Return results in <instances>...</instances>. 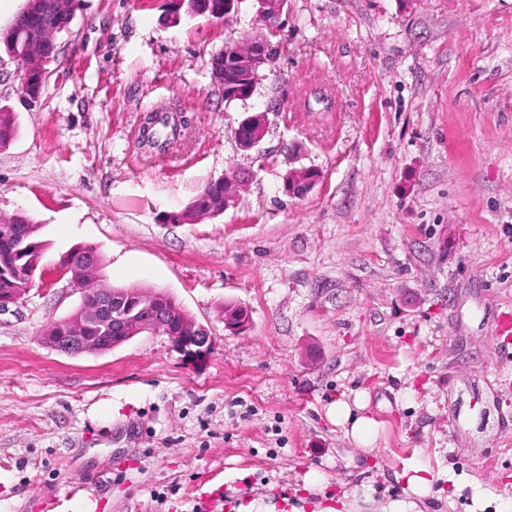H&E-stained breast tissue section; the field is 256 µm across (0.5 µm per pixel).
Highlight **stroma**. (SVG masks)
Returning <instances> with one entry per match:
<instances>
[{"label": "stroma", "instance_id": "stroma-1", "mask_svg": "<svg viewBox=\"0 0 512 512\" xmlns=\"http://www.w3.org/2000/svg\"><path fill=\"white\" fill-rule=\"evenodd\" d=\"M169 0H80L38 101L0 52V215L28 214L40 275L0 311V512H318L359 489L381 504L432 481L426 512H512V0H287L253 96L226 103L213 53L264 25ZM328 104L314 102L313 92ZM151 112L189 119L141 147ZM255 112L252 151L234 131ZM320 174L285 193L294 168ZM235 203L168 222L211 181ZM166 292L205 326L200 366L164 334L63 353L48 326L83 300L63 259ZM250 316L224 328V306ZM362 403L372 450L330 408ZM155 115L159 118V121L157 122V125L154 129V139L157 143L156 149L159 151H166L180 139L182 136V130L187 128V122L184 119L183 123L178 129V127L174 128L167 125V123L164 121L165 113L161 114L160 112H156ZM266 124L263 114L249 116L239 123L235 130V138L239 148L248 151L255 148L263 139Z\"/></svg>", "mask_w": 512, "mask_h": 512}]
</instances>
